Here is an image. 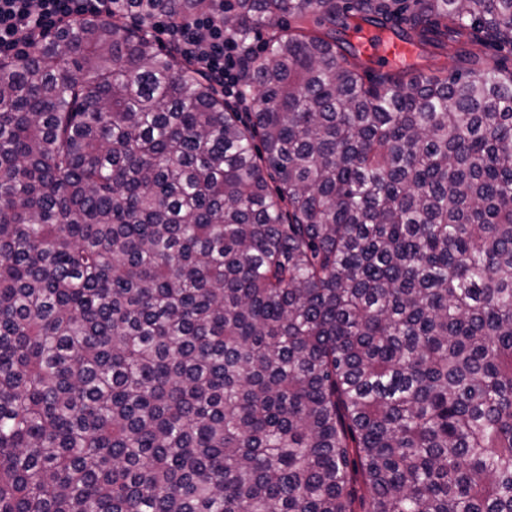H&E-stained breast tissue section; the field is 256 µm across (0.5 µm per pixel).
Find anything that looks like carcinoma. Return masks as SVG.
Here are the masks:
<instances>
[{
	"label": "carcinoma",
	"instance_id": "obj_1",
	"mask_svg": "<svg viewBox=\"0 0 512 512\" xmlns=\"http://www.w3.org/2000/svg\"><path fill=\"white\" fill-rule=\"evenodd\" d=\"M201 14L269 31L254 111L147 34ZM363 25L456 65L365 77ZM511 60L512 0H112L0 59V512H512Z\"/></svg>",
	"mask_w": 512,
	"mask_h": 512
}]
</instances>
